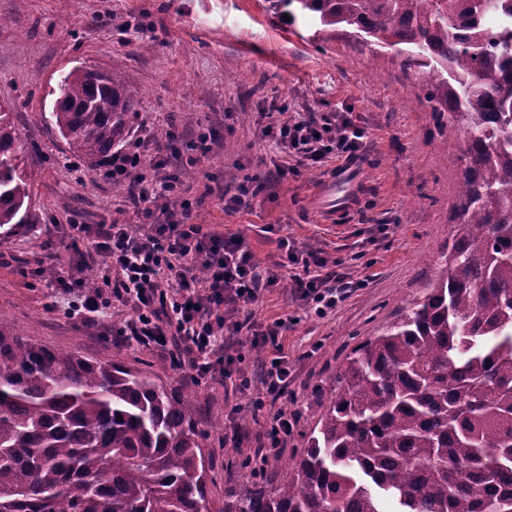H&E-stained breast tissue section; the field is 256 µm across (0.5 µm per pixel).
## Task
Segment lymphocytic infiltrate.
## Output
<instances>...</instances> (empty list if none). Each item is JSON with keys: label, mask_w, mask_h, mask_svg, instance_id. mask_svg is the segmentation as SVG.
<instances>
[{"label": "lymphocytic infiltrate", "mask_w": 512, "mask_h": 512, "mask_svg": "<svg viewBox=\"0 0 512 512\" xmlns=\"http://www.w3.org/2000/svg\"><path fill=\"white\" fill-rule=\"evenodd\" d=\"M284 112L270 105L262 135L299 164L318 167L331 154L350 164L360 159L365 130L352 113L307 120L285 118ZM110 166L113 178L126 182L128 205L143 222L48 229L42 248L53 264L45 282L65 316L85 326L110 322L114 340L169 352L194 383L236 378L239 390H254L253 405L273 404L268 432L278 445H286L295 421L276 403L287 395L291 376L282 345L288 322L278 318L262 326L243 315L262 290L278 283L279 273L259 270L242 235L204 230L191 223L188 204L172 207L181 194L177 176L144 173L138 155L119 151ZM279 248L295 269V294L318 317L335 310L356 288V281L327 270L316 255L297 252L290 239H280ZM90 271L96 274L91 288L85 285ZM115 315L120 318L116 324L111 321ZM233 343L273 349L261 364L258 384L235 375L228 353Z\"/></svg>", "instance_id": "1"}]
</instances>
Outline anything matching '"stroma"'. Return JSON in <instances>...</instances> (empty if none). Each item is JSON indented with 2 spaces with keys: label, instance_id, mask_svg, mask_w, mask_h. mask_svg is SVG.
Instances as JSON below:
<instances>
[{
  "label": "stroma",
  "instance_id": "obj_1",
  "mask_svg": "<svg viewBox=\"0 0 512 512\" xmlns=\"http://www.w3.org/2000/svg\"><path fill=\"white\" fill-rule=\"evenodd\" d=\"M77 67L122 73L137 89L123 149L162 158L179 175L192 223L243 235L259 268L280 260L278 240L288 237L361 281L323 318L309 313L286 279L253 307L259 324L294 320L284 340L292 378L281 403L299 421L284 461L303 452L347 359L437 278L457 231L465 139L457 123L430 111V74L406 68L397 49L326 38L313 19L283 20L267 0H0V105L24 145L21 170L38 174L36 223L0 234V312L30 340L114 359L192 391L188 413L208 435L207 498L220 512L225 490L247 480L241 462L250 449L272 445L265 411L248 406L232 382L193 384L160 353L72 323L34 274L44 225L140 222L125 188L105 170L86 172L51 124L52 91ZM272 100L298 117L353 112L367 135L363 161L342 172L333 160L312 170L278 153L261 136ZM162 126L176 132L164 151L154 136ZM231 168L263 185L251 208L232 214L221 197ZM337 175L354 192L331 216L314 199ZM235 404L241 410L229 416Z\"/></svg>",
  "mask_w": 512,
  "mask_h": 512
}]
</instances>
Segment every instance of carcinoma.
<instances>
[{"mask_svg": "<svg viewBox=\"0 0 512 512\" xmlns=\"http://www.w3.org/2000/svg\"><path fill=\"white\" fill-rule=\"evenodd\" d=\"M433 72L466 134L459 229L439 277L358 348L295 463L262 461L219 512H512V0H270ZM116 72L58 84L54 128L93 173L130 132ZM0 106V228L35 224L34 174ZM191 395L31 342L0 312V512H205Z\"/></svg>", "mask_w": 512, "mask_h": 512, "instance_id": "cac0c4a2", "label": "carcinoma"}]
</instances>
